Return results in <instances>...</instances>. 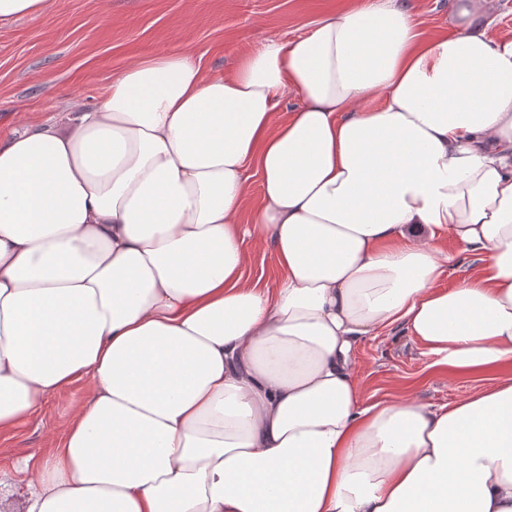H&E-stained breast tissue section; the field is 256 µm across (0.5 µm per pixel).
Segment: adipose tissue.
<instances>
[{
	"label": "adipose tissue",
	"instance_id": "1",
	"mask_svg": "<svg viewBox=\"0 0 512 512\" xmlns=\"http://www.w3.org/2000/svg\"><path fill=\"white\" fill-rule=\"evenodd\" d=\"M493 3L457 0L431 39L408 0H355L229 78L145 56L98 106L0 135V432L87 389L59 448L0 470V504L18 485L23 512H512V39ZM445 233L481 262L448 289ZM248 237L274 287L245 278ZM394 325L493 385L363 404L353 345Z\"/></svg>",
	"mask_w": 512,
	"mask_h": 512
}]
</instances>
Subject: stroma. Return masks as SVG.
<instances>
[{
  "mask_svg": "<svg viewBox=\"0 0 512 512\" xmlns=\"http://www.w3.org/2000/svg\"><path fill=\"white\" fill-rule=\"evenodd\" d=\"M417 25L448 31L454 0H409ZM350 0H51L45 13L0 29V134L19 123H60L73 103L91 108L113 78L142 56L185 50L207 74L232 76L243 55L275 39L307 35ZM353 374L363 402L409 394L442 404L491 386L492 374L451 377L431 371L430 358L402 328L362 338ZM86 397L82 383L47 396L28 423L0 435V468L56 447Z\"/></svg>",
  "mask_w": 512,
  "mask_h": 512,
  "instance_id": "35a3bbf8",
  "label": "stroma"
}]
</instances>
